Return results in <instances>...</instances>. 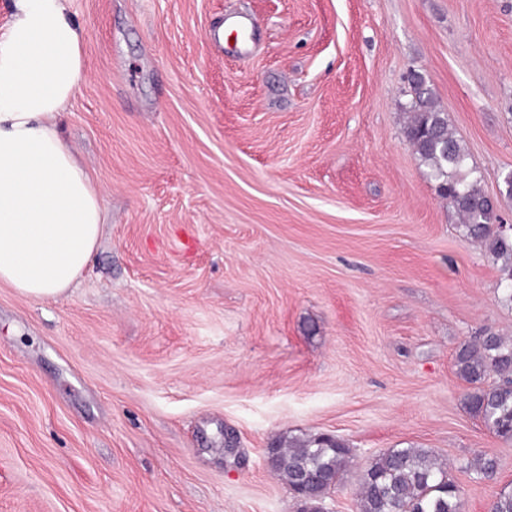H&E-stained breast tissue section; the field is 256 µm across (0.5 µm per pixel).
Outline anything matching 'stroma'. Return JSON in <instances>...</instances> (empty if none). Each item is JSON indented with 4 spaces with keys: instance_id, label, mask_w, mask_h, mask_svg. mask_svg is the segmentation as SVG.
Listing matches in <instances>:
<instances>
[{
    "instance_id": "obj_1",
    "label": "stroma",
    "mask_w": 512,
    "mask_h": 512,
    "mask_svg": "<svg viewBox=\"0 0 512 512\" xmlns=\"http://www.w3.org/2000/svg\"><path fill=\"white\" fill-rule=\"evenodd\" d=\"M72 12L85 73L61 134L106 220L65 295L0 282V512H299L265 464L285 432L339 436L361 465L428 449L463 512H488L512 443L464 408L454 356L512 336V305L404 112L415 72L512 224V0ZM478 454L496 483L462 470Z\"/></svg>"
}]
</instances>
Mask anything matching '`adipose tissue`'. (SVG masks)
Returning a JSON list of instances; mask_svg holds the SVG:
<instances>
[{
  "mask_svg": "<svg viewBox=\"0 0 512 512\" xmlns=\"http://www.w3.org/2000/svg\"><path fill=\"white\" fill-rule=\"evenodd\" d=\"M71 0H12L0 33V282L34 298L71 288L103 209L59 118L83 79Z\"/></svg>",
  "mask_w": 512,
  "mask_h": 512,
  "instance_id": "obj_1",
  "label": "adipose tissue"
}]
</instances>
